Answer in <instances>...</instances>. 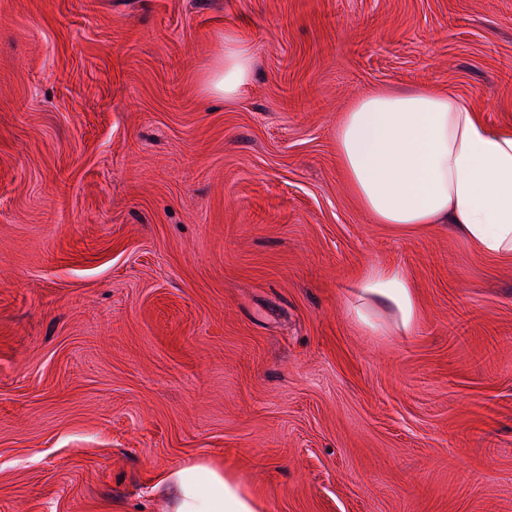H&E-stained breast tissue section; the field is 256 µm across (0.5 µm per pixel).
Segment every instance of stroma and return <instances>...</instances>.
Returning <instances> with one entry per match:
<instances>
[{"label": "stroma", "instance_id": "obj_1", "mask_svg": "<svg viewBox=\"0 0 512 512\" xmlns=\"http://www.w3.org/2000/svg\"><path fill=\"white\" fill-rule=\"evenodd\" d=\"M421 87L512 130V0H0V512H169L195 459L266 512H512V255L373 223L336 154ZM375 264L410 335L349 312ZM252 65V52L232 37L224 39V59L217 62L209 91L224 99L240 95L247 86ZM357 300L350 308L354 318L372 332H380L369 308L383 305L396 316L399 329L410 334L418 321V306L413 287L405 273L396 266L375 264L368 268L357 284Z\"/></svg>", "mask_w": 512, "mask_h": 512}]
</instances>
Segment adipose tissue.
<instances>
[{
	"mask_svg": "<svg viewBox=\"0 0 512 512\" xmlns=\"http://www.w3.org/2000/svg\"><path fill=\"white\" fill-rule=\"evenodd\" d=\"M251 65V50L225 38L210 93L240 95ZM336 152L349 189L374 223L452 224L483 253L512 255V132L484 122L456 93L370 92L343 113ZM356 295L350 312L368 330L380 329L369 313L374 305L390 308L403 333L415 329L416 296L399 267H369ZM161 483L171 512H265L236 473L206 459L180 463Z\"/></svg>",
	"mask_w": 512,
	"mask_h": 512,
	"instance_id": "adipose-tissue-1",
	"label": "adipose tissue"
}]
</instances>
